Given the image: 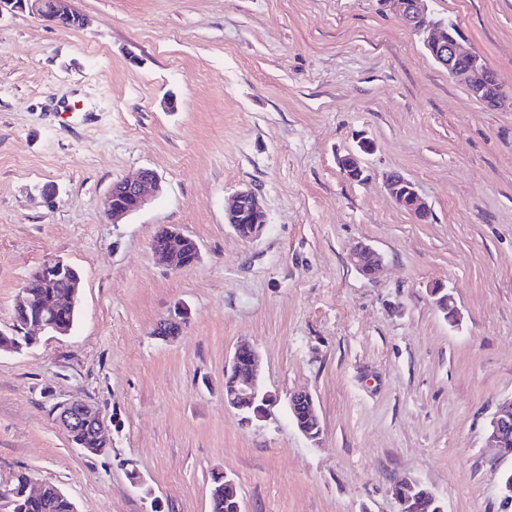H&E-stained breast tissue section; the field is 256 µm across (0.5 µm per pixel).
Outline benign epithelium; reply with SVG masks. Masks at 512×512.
I'll use <instances>...</instances> for the list:
<instances>
[{"label":"benign epithelium","instance_id":"obj_1","mask_svg":"<svg viewBox=\"0 0 512 512\" xmlns=\"http://www.w3.org/2000/svg\"><path fill=\"white\" fill-rule=\"evenodd\" d=\"M383 4L396 14L405 27L418 34L423 47L448 75L468 85L473 97L488 107H501L506 104L497 74L485 57L469 50L462 44L463 38L458 26L448 27L446 21L433 17L429 11L428 0H382ZM14 9L26 11L34 18L49 23L60 29H77L83 26V17L72 9L70 0H0ZM373 149L370 141H363L360 151L351 152L340 159L339 165L343 175L356 182L367 179L362 154ZM383 184L402 210L423 222L429 218L430 206L420 196L415 184L398 172L383 176ZM162 189L161 180L151 169H143L131 178L122 179L112 188L101 201V209L106 218L114 224L127 216L141 210ZM225 218L229 224H247V239L258 237L266 224L259 193L252 187L242 188L229 196L224 205ZM372 255L376 271L382 266V256L370 245L360 242L349 252V261L356 268H361L363 258ZM42 278L49 282L63 281L67 285L65 300L72 303L78 299L81 280L72 265L53 260L44 263L40 268ZM34 306L38 313L29 316L27 310ZM17 310L24 313L20 324L25 327H36L46 331L52 327L50 317L57 310L56 299L41 297L32 301L28 286L21 289V300ZM250 354L251 371L240 389L224 396V405L238 407L243 399H251L261 392L259 354L250 347L235 349L231 362H236L241 351ZM50 414L67 431H89L98 442L108 443L104 421L100 410L85 400H67L54 404ZM512 435V399L499 405L488 424V440L496 448L505 445V439Z\"/></svg>","mask_w":512,"mask_h":512}]
</instances>
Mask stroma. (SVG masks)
I'll use <instances>...</instances> for the list:
<instances>
[{"instance_id":"stroma-1","label":"stroma","mask_w":512,"mask_h":512,"mask_svg":"<svg viewBox=\"0 0 512 512\" xmlns=\"http://www.w3.org/2000/svg\"><path fill=\"white\" fill-rule=\"evenodd\" d=\"M71 2L82 28L0 7V331L46 261L82 278L69 335L0 354V484L29 471L77 512H209L224 473L244 512H400L391 487L406 477L443 512H501L512 455L486 429L512 398V108L473 98L380 0ZM429 9L511 96L512 0ZM364 140L356 183L339 160ZM143 168L161 194L111 223L104 194ZM392 171L428 222L387 195ZM247 186L266 213L253 240L224 217ZM164 226L198 243L196 264L156 261ZM359 242L383 256L379 275L350 264ZM177 306L179 335L154 336ZM243 342L277 399L250 424L224 405ZM298 390L318 441L288 413ZM71 399L100 409L104 455L51 416ZM383 184L400 209L413 215L419 222L429 218L430 206L420 196L412 181L398 172H391L383 176ZM311 405V408L314 412L318 414L317 408L315 406L313 397L311 394L305 391H299L291 394L288 398V407L289 412L291 413V409L294 411L295 408L301 406ZM292 419L295 422L296 426L303 427L309 432H312V435L319 436L321 434V424L318 423L313 415L307 410H299L293 412ZM299 428V427H298ZM301 432L305 435L307 439L310 441H317L318 439L311 438L312 435L303 429H300Z\"/></svg>"}]
</instances>
